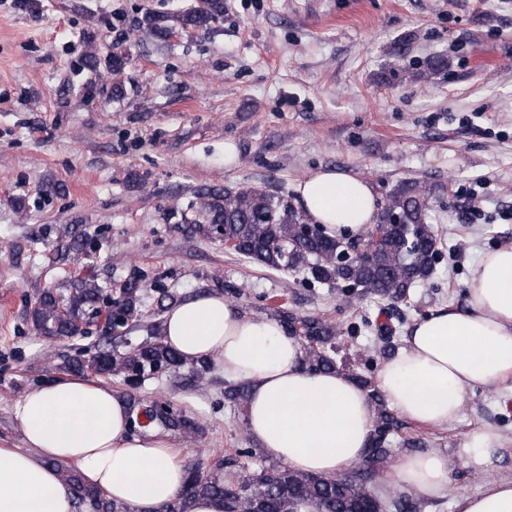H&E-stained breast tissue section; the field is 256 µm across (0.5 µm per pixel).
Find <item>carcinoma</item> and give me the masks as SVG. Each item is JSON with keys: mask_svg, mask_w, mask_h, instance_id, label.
<instances>
[{"mask_svg": "<svg viewBox=\"0 0 512 512\" xmlns=\"http://www.w3.org/2000/svg\"><path fill=\"white\" fill-rule=\"evenodd\" d=\"M224 16V0H200V5L184 12H147L138 31L157 40H167L179 32L206 28ZM128 57L113 54L105 59L90 55L86 65L97 71L124 72ZM448 69V58L436 55L423 63L414 77L423 79ZM439 190L417 181L401 182L389 193L385 207L378 215L384 225L380 235L371 241L369 254L358 261L339 264L336 256L350 240L328 236L319 227L313 234L304 211L294 207L282 195L257 187L227 188L203 186L196 191L191 204L192 215L184 222L195 233L210 238L217 235L232 244V251L244 259L276 272H304L321 284L342 287L346 296L356 288L383 300L405 299L411 288L429 280L435 272L443 242L428 221L429 200ZM103 289L93 277H77L70 281L67 296L47 288L32 311L35 330L48 336H72L90 316L105 315L104 331L123 336L130 326L143 318V293L136 276L125 281L118 298L101 307ZM292 336L298 337L305 350V364L313 371L343 368L336 358V328L326 320L301 316L281 304L268 308ZM184 364L180 354L164 342L161 322L150 326V334L128 352L116 354L107 348L69 364L77 371H91L100 376L122 375L135 386L147 376L165 372ZM370 391L377 406L369 466L346 479H328L301 474L288 467L273 468L238 481L232 478L235 462L219 457L214 473L202 476L191 473L180 495L163 507V512H189V504L197 497H224L227 512H296L307 502L316 512H420L419 499L407 493H389L382 499L367 488L376 474V466L385 461L390 449L389 437L400 429L397 416L386 408L383 394L373 388L364 375L354 376ZM248 389L242 383L224 387V400L237 404L247 399ZM130 430L153 427L161 431L195 434L201 430L196 416L184 407L168 401L148 404L132 398L128 401ZM65 480L77 492L75 508L89 505L94 512H126V507L109 500L100 490L86 485L72 468L57 464Z\"/></svg>", "mask_w": 512, "mask_h": 512, "instance_id": "1", "label": "carcinoma"}]
</instances>
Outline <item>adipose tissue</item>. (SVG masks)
Instances as JSON below:
<instances>
[{
	"label": "adipose tissue",
	"instance_id": "ef3b65f1",
	"mask_svg": "<svg viewBox=\"0 0 512 512\" xmlns=\"http://www.w3.org/2000/svg\"><path fill=\"white\" fill-rule=\"evenodd\" d=\"M295 189L310 222L339 238L363 233L378 212L373 184L346 168H319ZM465 288L466 310L440 308L416 321L377 373L387 403L410 419L448 425L467 390L512 376V246L483 254ZM163 336L185 362L218 357L225 377L247 384L250 440L291 469L333 478L365 456L375 419L367 390L342 371H309L301 342L278 321L203 293L167 311ZM14 416L24 445L0 448V512H74L62 463L128 512H160L185 484L170 443L132 433L126 400L102 384L68 377L36 386L17 401ZM502 447L500 435L481 430L451 456L437 449L401 455L390 478L437 498L448 491L455 461L483 470ZM456 507L512 512V477L459 498Z\"/></svg>",
	"mask_w": 512,
	"mask_h": 512
}]
</instances>
